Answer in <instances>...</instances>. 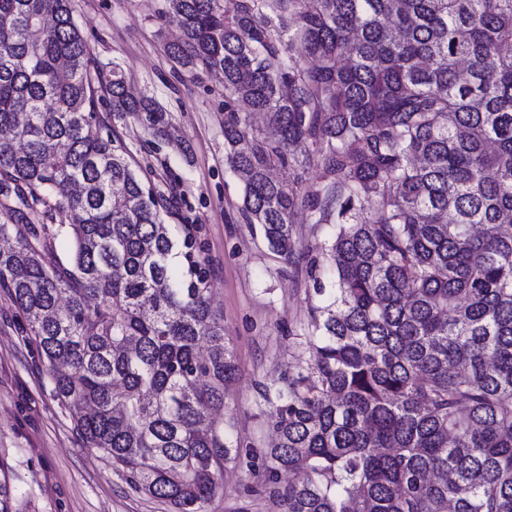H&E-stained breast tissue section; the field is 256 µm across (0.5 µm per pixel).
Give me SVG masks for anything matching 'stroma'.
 I'll list each match as a JSON object with an SVG mask.
<instances>
[{"instance_id": "1", "label": "stroma", "mask_w": 512, "mask_h": 512, "mask_svg": "<svg viewBox=\"0 0 512 512\" xmlns=\"http://www.w3.org/2000/svg\"><path fill=\"white\" fill-rule=\"evenodd\" d=\"M159 0H72L73 16L92 55L118 64L127 90L150 97L171 115L170 136H148L133 119L114 120L109 96L97 92L102 129L124 142L136 172L173 202L175 241L192 228L209 258L213 306L239 376L224 400L234 439L262 447L271 440L259 383L294 370L305 352L297 336L317 302L304 269L286 266L260 230L241 214L242 186L224 149V89L167 52L176 31L156 17ZM23 317L0 288V464L12 512H168L132 491L97 450L88 448L50 374L22 332ZM208 512H279L257 477L227 467L223 491Z\"/></svg>"}]
</instances>
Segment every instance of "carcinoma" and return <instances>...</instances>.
<instances>
[{
  "label": "carcinoma",
  "instance_id": "1",
  "mask_svg": "<svg viewBox=\"0 0 512 512\" xmlns=\"http://www.w3.org/2000/svg\"><path fill=\"white\" fill-rule=\"evenodd\" d=\"M157 18L224 88L246 223L322 299L308 357L261 384L275 444L232 440L209 260L187 232L172 262V203L97 128L95 88L154 139L168 113L93 59L71 0H0V288L87 446L170 512H208L243 463L280 512H512V0H163ZM299 211L335 225L318 257Z\"/></svg>",
  "mask_w": 512,
  "mask_h": 512
}]
</instances>
